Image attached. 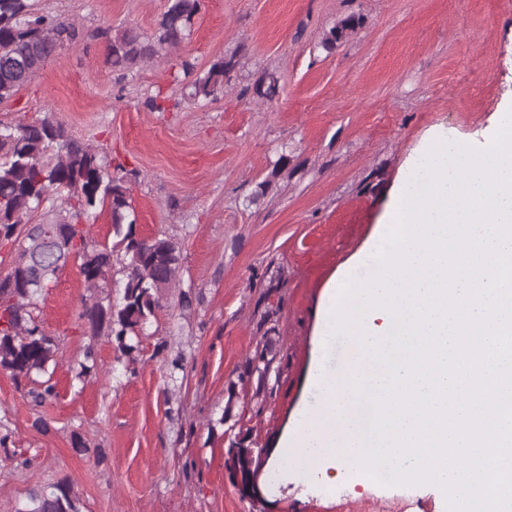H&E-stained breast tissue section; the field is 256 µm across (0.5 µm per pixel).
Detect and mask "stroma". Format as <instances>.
<instances>
[{"mask_svg":"<svg viewBox=\"0 0 512 512\" xmlns=\"http://www.w3.org/2000/svg\"><path fill=\"white\" fill-rule=\"evenodd\" d=\"M38 6L79 37L0 102V121L52 116L103 162L123 163L141 235L173 240L181 264L131 372L110 337L79 325L87 290L77 263L39 298L59 338L58 395L33 407L0 370V512L63 479L80 512H249L229 480L219 423L230 386L269 451L259 461L265 512H336L340 501L352 512H447L429 483L382 489L340 471L327 494L277 467L275 447L316 401L309 370L324 286L372 235L411 154L434 128L483 140L512 99V0H203L189 40L125 73L107 61L106 30L155 36L167 0ZM351 14L360 28L326 51L324 35ZM234 53L223 97L147 106L159 88L179 97L183 63L201 73ZM259 71L278 80L273 101L253 95ZM268 291L280 302L273 315L261 300ZM183 292L191 308L180 306ZM271 327L278 381L259 410L239 374ZM90 344L98 369L76 379ZM39 416L49 432L35 427ZM20 448L31 466H18Z\"/></svg>","mask_w":512,"mask_h":512,"instance_id":"stroma-1","label":"stroma"}]
</instances>
